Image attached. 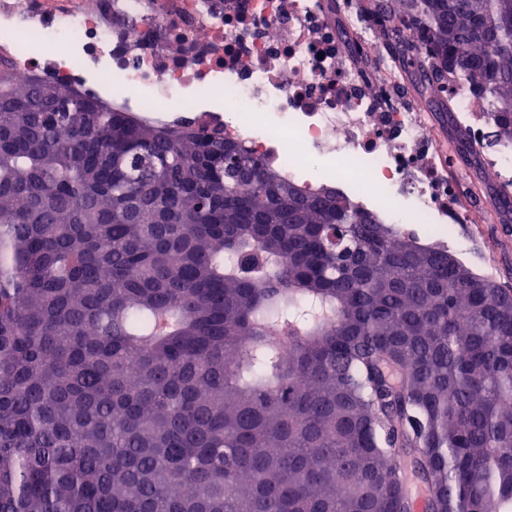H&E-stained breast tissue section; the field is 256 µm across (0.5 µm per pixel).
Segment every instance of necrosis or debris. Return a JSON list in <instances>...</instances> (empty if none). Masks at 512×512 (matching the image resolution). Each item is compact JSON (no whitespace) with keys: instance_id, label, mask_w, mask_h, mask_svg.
I'll use <instances>...</instances> for the list:
<instances>
[{"instance_id":"4bbe7bcc","label":"necrosis or debris","mask_w":512,"mask_h":512,"mask_svg":"<svg viewBox=\"0 0 512 512\" xmlns=\"http://www.w3.org/2000/svg\"><path fill=\"white\" fill-rule=\"evenodd\" d=\"M0 0V61L17 84L41 78L174 121L204 119L291 177L316 162L379 220L420 214V235L471 223L423 115L377 54L363 0ZM463 128L512 187V145L490 144L481 97L449 84Z\"/></svg>"}]
</instances>
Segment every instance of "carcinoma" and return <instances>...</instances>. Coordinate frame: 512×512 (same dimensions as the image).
<instances>
[{
    "label": "carcinoma",
    "instance_id": "obj_1",
    "mask_svg": "<svg viewBox=\"0 0 512 512\" xmlns=\"http://www.w3.org/2000/svg\"><path fill=\"white\" fill-rule=\"evenodd\" d=\"M372 10L465 149L452 79L512 145V0ZM420 497L512 512V292L217 128L1 63L0 512Z\"/></svg>",
    "mask_w": 512,
    "mask_h": 512
}]
</instances>
